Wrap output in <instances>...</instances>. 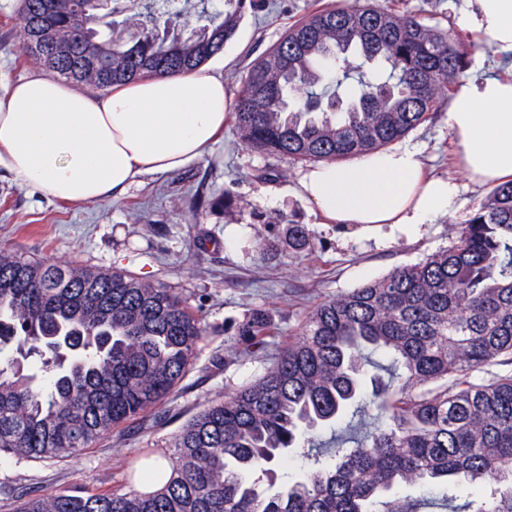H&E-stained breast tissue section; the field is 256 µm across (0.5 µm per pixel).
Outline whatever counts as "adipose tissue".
<instances>
[{
    "label": "adipose tissue",
    "mask_w": 512,
    "mask_h": 512,
    "mask_svg": "<svg viewBox=\"0 0 512 512\" xmlns=\"http://www.w3.org/2000/svg\"><path fill=\"white\" fill-rule=\"evenodd\" d=\"M465 2L474 42L512 51V0ZM231 112L222 75L205 69L137 78L100 95L38 72L0 82V168L61 202L107 199L201 160ZM448 129L453 164L472 184L512 183V68L456 83ZM296 191L320 223L365 235L429 224L459 205L458 184L428 172L411 145L311 165Z\"/></svg>",
    "instance_id": "ef3b65f1"
}]
</instances>
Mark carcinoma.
Instances as JSON below:
<instances>
[{"label":"carcinoma","mask_w":512,"mask_h":512,"mask_svg":"<svg viewBox=\"0 0 512 512\" xmlns=\"http://www.w3.org/2000/svg\"><path fill=\"white\" fill-rule=\"evenodd\" d=\"M247 0H224L185 32L145 7L132 44L85 0H20L22 51L51 75L107 88L198 70L235 36ZM471 43L377 5L291 25L252 65L235 126L251 150L341 161L430 119L464 72ZM388 71L344 98L318 93L321 63ZM288 247L313 245L290 224ZM262 309L239 324L238 353L265 345ZM205 335L177 289L126 272L26 260L0 250V457L73 458L160 403ZM384 424L347 447V411ZM165 461L164 468L159 462ZM139 490L72 487L19 512H419L415 486L462 512H512V183L492 188L456 240L417 263L326 297L265 371L192 416L133 463Z\"/></svg>","instance_id":"cac0c4a2"}]
</instances>
